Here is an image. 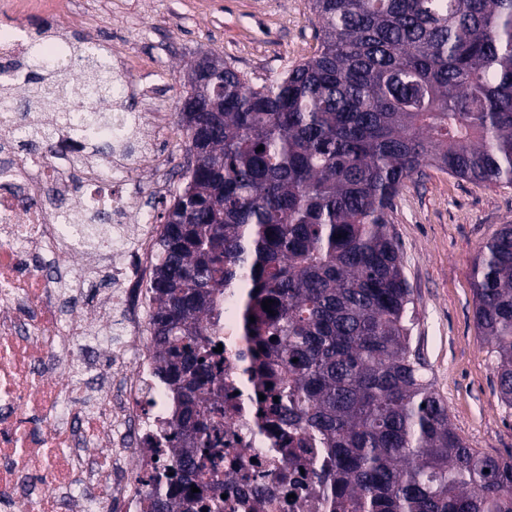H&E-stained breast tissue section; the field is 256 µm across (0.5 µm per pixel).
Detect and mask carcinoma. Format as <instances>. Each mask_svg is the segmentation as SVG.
<instances>
[{"instance_id": "1", "label": "carcinoma", "mask_w": 512, "mask_h": 512, "mask_svg": "<svg viewBox=\"0 0 512 512\" xmlns=\"http://www.w3.org/2000/svg\"><path fill=\"white\" fill-rule=\"evenodd\" d=\"M317 52L257 86L234 66L190 68L181 108L187 180L160 214L151 283L160 371L180 401L177 485L164 512H224L189 490L224 445L205 386L221 375L202 326L242 279L273 300L253 328L281 352V418L327 449L332 512H512V456L494 458L452 428L410 345L411 290L389 212L405 182L437 168L512 184V0H312ZM124 87L92 42L31 68L17 111L54 105L55 124L112 142ZM13 109L0 113L14 121ZM263 150H258V147ZM475 321L512 408V224L471 266Z\"/></svg>"}]
</instances>
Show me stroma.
<instances>
[{
    "instance_id": "obj_1",
    "label": "stroma",
    "mask_w": 512,
    "mask_h": 512,
    "mask_svg": "<svg viewBox=\"0 0 512 512\" xmlns=\"http://www.w3.org/2000/svg\"><path fill=\"white\" fill-rule=\"evenodd\" d=\"M67 42L85 39L108 57L129 59L126 105L164 115L172 130L157 149L166 169L134 174L145 214L159 215L180 184L184 130L179 102L191 65L215 54L260 85L318 49L310 0H56ZM81 22L71 23L72 14ZM512 223V185L489 186L430 168L406 181L394 201L392 228L412 291L411 345L447 404L455 431L486 455H512V410L476 327L470 267L501 224Z\"/></svg>"
}]
</instances>
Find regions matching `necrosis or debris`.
I'll return each instance as SVG.
<instances>
[{
	"label": "necrosis or debris",
	"instance_id": "necrosis-or-debris-1",
	"mask_svg": "<svg viewBox=\"0 0 512 512\" xmlns=\"http://www.w3.org/2000/svg\"><path fill=\"white\" fill-rule=\"evenodd\" d=\"M142 114L112 115L122 166L88 164L90 137L52 128L22 151L23 125L0 126V512H149L150 478L173 458L174 395L158 375L148 285L163 227L133 223L139 197L123 180L163 167L128 159ZM73 205L50 210L48 192ZM100 218L95 242L84 229ZM105 251L111 286L98 287L88 254ZM222 345L224 409L211 422L224 446L195 479L224 512H331L325 450L281 420L267 384L278 365L245 327L242 291L225 289L204 320Z\"/></svg>",
	"mask_w": 512,
	"mask_h": 512
}]
</instances>
